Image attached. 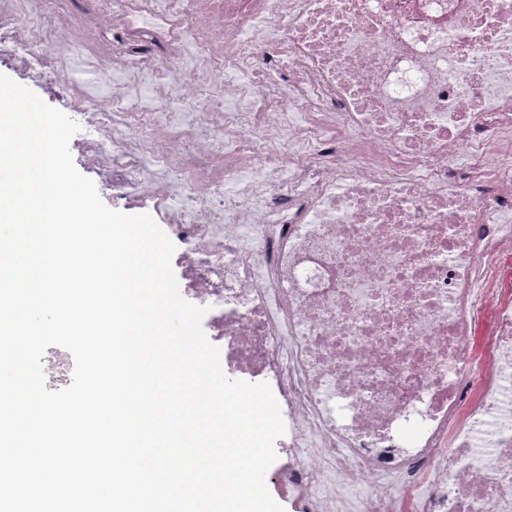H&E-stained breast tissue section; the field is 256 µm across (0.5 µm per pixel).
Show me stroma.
Wrapping results in <instances>:
<instances>
[{
	"instance_id": "stroma-1",
	"label": "stroma",
	"mask_w": 512,
	"mask_h": 512,
	"mask_svg": "<svg viewBox=\"0 0 512 512\" xmlns=\"http://www.w3.org/2000/svg\"><path fill=\"white\" fill-rule=\"evenodd\" d=\"M104 12L103 0H58L55 12L45 21L46 29L51 32L68 28L76 32L83 42L81 52L62 61L54 55H46L45 77L38 83L29 81L17 64L5 57L0 58V75L30 88L45 103L63 111L75 122H83L84 112L93 111L112 95L116 76L112 70L104 68L103 63L111 59L113 48L121 46L128 52L158 60L164 59L169 51L163 41L132 42L120 27L98 29L96 22ZM78 94L85 101L81 110L73 105Z\"/></svg>"
}]
</instances>
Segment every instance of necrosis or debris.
Wrapping results in <instances>:
<instances>
[{
	"mask_svg": "<svg viewBox=\"0 0 512 512\" xmlns=\"http://www.w3.org/2000/svg\"><path fill=\"white\" fill-rule=\"evenodd\" d=\"M143 12L176 109L126 111L116 83L81 151L165 225L225 375L270 385L275 497L512 512V0H112L131 35ZM78 44L0 0L33 81Z\"/></svg>",
	"mask_w": 512,
	"mask_h": 512,
	"instance_id": "1",
	"label": "necrosis or debris"
}]
</instances>
